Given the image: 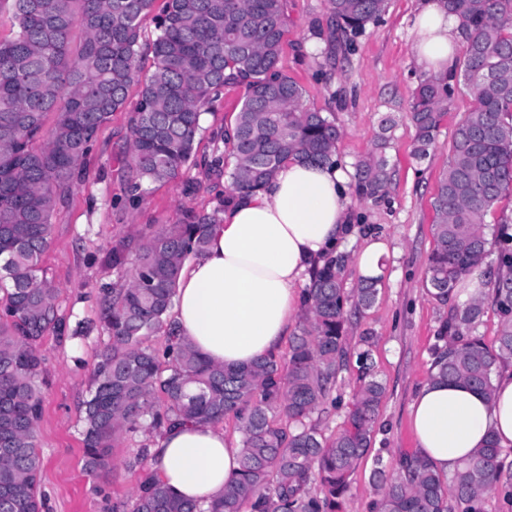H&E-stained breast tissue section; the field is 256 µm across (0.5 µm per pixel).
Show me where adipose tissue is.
I'll list each match as a JSON object with an SVG mask.
<instances>
[{"label": "adipose tissue", "mask_w": 512, "mask_h": 512, "mask_svg": "<svg viewBox=\"0 0 512 512\" xmlns=\"http://www.w3.org/2000/svg\"><path fill=\"white\" fill-rule=\"evenodd\" d=\"M411 34L424 71L452 68L461 36L443 0H422ZM347 181L336 163L291 160L212 226L204 252L181 269L172 310L182 335L209 361L247 365L280 349L312 260L347 235ZM493 387L489 397L439 379L418 389L411 429L419 453L440 473H453L488 440L512 447V365L499 370ZM239 453L221 426L174 424L155 437L149 467L175 494L205 505L238 473Z\"/></svg>", "instance_id": "adipose-tissue-1"}]
</instances>
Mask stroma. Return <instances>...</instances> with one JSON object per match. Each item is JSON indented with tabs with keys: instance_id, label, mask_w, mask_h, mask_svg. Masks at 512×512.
<instances>
[{
	"instance_id": "35a3bbf8",
	"label": "stroma",
	"mask_w": 512,
	"mask_h": 512,
	"mask_svg": "<svg viewBox=\"0 0 512 512\" xmlns=\"http://www.w3.org/2000/svg\"><path fill=\"white\" fill-rule=\"evenodd\" d=\"M419 2L387 0L381 18L355 38L353 51L330 66L317 36L328 19V0H288L291 23L279 66L302 87L307 107L334 111L343 130L336 150L339 163L355 166L374 149L382 117L390 113L397 119L386 153L392 171L387 195L380 201L349 195L352 237L342 249L350 257L343 272L347 288L359 282L351 257L367 237L389 246L385 276L375 304L353 316L348 326L349 355L332 392L335 405L310 419L328 438L344 427L358 386L361 339L371 337L370 363L385 395L370 448L350 478L340 512H372L377 498L375 455H383L394 475L404 459L416 454L409 405L429 378L432 347L449 313L426 288L427 260L434 247L432 202L448 167L452 132L475 100L466 88H457L436 148L425 159L415 157L407 104L421 72L409 36ZM244 93L243 86L227 85L220 98L206 106L201 116V155L213 156L217 147L213 135L233 122ZM130 115L129 109L113 113L102 128L82 181L57 209L51 245L43 258L66 323L63 335L50 332L39 343L45 380L37 426L43 512H112L116 501H130L141 470L138 451L153 438L144 430L125 435L111 450L115 472L110 480L84 468L82 405L90 396L96 358L109 342L98 320L99 288L129 278L127 269L108 263L109 251L138 238L145 229L179 223L185 210L218 207L229 189L227 177L215 176L204 165L189 164L166 183L146 185L141 204H129L122 151L130 141Z\"/></svg>"
}]
</instances>
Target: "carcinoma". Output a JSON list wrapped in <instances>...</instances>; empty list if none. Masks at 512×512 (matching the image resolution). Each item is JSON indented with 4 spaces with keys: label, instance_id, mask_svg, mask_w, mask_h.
Segmentation results:
<instances>
[{
    "label": "carcinoma",
    "instance_id": "1",
    "mask_svg": "<svg viewBox=\"0 0 512 512\" xmlns=\"http://www.w3.org/2000/svg\"><path fill=\"white\" fill-rule=\"evenodd\" d=\"M14 36L0 39V512H42L38 494L42 457L36 428L42 413L43 363L38 345L65 324L56 289L41 262L49 248L57 206L82 178L83 164L112 113L123 110L139 86L125 151L128 201L142 187L175 178L197 158L203 108L226 84L246 93L234 128L213 136L224 151L205 161L224 171L230 190H257L280 166L302 158L329 163L342 137L335 113L304 103L303 89L278 67L288 28V0H164L155 16L156 37L143 43V22L156 0H4ZM319 35L326 60L348 54L352 37L385 10V0H329ZM460 22L463 53L452 72L418 75L409 102L415 154L436 147L455 87L465 85L475 106L458 122L448 169L433 198L435 245L427 288L442 305L461 278L481 269L497 247L494 306L500 316L496 346L473 335L484 303L453 308L432 348L429 378L465 383L492 396V375L512 362V233L485 232L493 206L512 190V0H445ZM83 39L73 42V31ZM153 70L142 75L145 49ZM54 115L46 129L48 115ZM395 127L381 120L374 150L356 165L355 193L377 201L392 172L386 149ZM220 211L186 213L181 224L138 239L133 273L124 284L100 287V322L109 344L92 372L84 402L86 468L111 472L110 449L140 429L159 434L173 424H219L229 417L242 434L240 469L207 507L184 500L152 473L132 502L114 512H339L349 479L370 448L384 387L359 353L360 385L347 426L325 438L308 423L335 403L331 391L347 358V305L367 309L378 282L362 280L346 292L345 256L316 264L305 289L301 321L288 354L247 366L216 365L180 335L171 316L179 273L207 244V227ZM163 332V349L146 344ZM284 420L273 423L270 412ZM375 512H483L485 497L500 484V448L489 440L452 476L416 454L388 477L382 460Z\"/></svg>",
    "mask_w": 512,
    "mask_h": 512
}]
</instances>
